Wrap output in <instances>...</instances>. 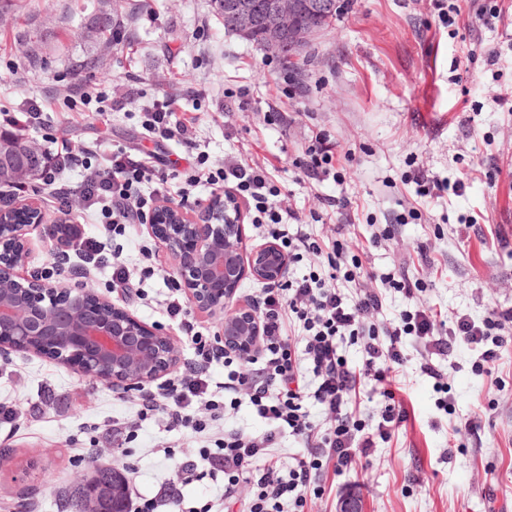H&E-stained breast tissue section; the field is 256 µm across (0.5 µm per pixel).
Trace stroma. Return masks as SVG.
<instances>
[{
  "instance_id": "obj_1",
  "label": "stroma",
  "mask_w": 512,
  "mask_h": 512,
  "mask_svg": "<svg viewBox=\"0 0 512 512\" xmlns=\"http://www.w3.org/2000/svg\"><path fill=\"white\" fill-rule=\"evenodd\" d=\"M136 2L118 17L124 40L97 43L104 69L91 73L79 67L86 48L75 33L100 0H0V110L19 117L30 98L48 103L41 126L22 125L26 140L43 152L96 146L94 165L113 147L135 148L170 170L186 157L184 145L149 136L144 123L154 99L171 94L177 115L193 119L208 167L231 157L267 162L312 236L339 240L374 272L368 285L383 296L380 327L405 309L427 308L448 322L512 308V0H447V20L430 0H344L297 74L226 33L213 0ZM77 81L90 91L82 103L66 97ZM117 94L123 107L112 104ZM272 102L286 121L267 115ZM322 134L337 155L329 176L312 183L296 161ZM422 174L445 191L422 195ZM85 235L133 264L152 252L144 298L113 296L109 267L84 278L170 336L175 368L184 370L190 339L161 307L179 288L172 256L142 224H89ZM406 269L423 287L410 299L379 280ZM423 352L407 342L398 372L407 420L359 458L355 474L328 478L304 512H340L348 500L359 512H512V334L484 367L473 348L433 356L448 385L446 410L420 369ZM139 397L45 357L0 353V401L14 411L0 417V512H12L24 491L34 495L33 512H60V491L92 468L84 448L116 453L113 470L128 474L139 496L161 500L160 512L218 499L222 480L185 485L178 476L205 439L161 415L141 417ZM473 418L478 427H469Z\"/></svg>"
}]
</instances>
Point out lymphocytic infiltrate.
<instances>
[{
  "label": "lymphocytic infiltrate",
  "mask_w": 512,
  "mask_h": 512,
  "mask_svg": "<svg viewBox=\"0 0 512 512\" xmlns=\"http://www.w3.org/2000/svg\"><path fill=\"white\" fill-rule=\"evenodd\" d=\"M174 103L169 95L156 100L148 112L147 130L157 139L190 142L192 122L176 118ZM62 169L81 170L77 186L56 185L54 175ZM182 178L181 204H197L191 189L207 183L211 192L244 206L245 218L256 231L271 235L293 257L317 250L301 216L273 186L267 165L245 159L225 162L214 170L196 165L184 171ZM43 179L51 187L54 210L64 217L55 261L61 272L75 257L85 271L104 260L96 243L83 237L77 222L72 221L74 207L99 215L105 224H143L150 211L170 196L169 174L149 168L134 149L113 150L111 161L98 169L87 164L85 154L69 149L48 152L44 155ZM340 257L336 250L327 253L328 274L312 272L284 285L262 288L253 300L259 321L258 340L253 351L245 355L204 336L184 297L172 296L164 303L168 319L190 336L197 359L190 373L167 380L161 394L143 395L142 413L157 411L163 400L168 406L170 427L196 434L209 431V420L219 416L220 405L210 397L208 371L213 362L220 360L224 363V394L230 406L249 404L268 425L267 432L260 436L219 434L213 447L204 449L212 468L224 475V506L235 504L240 486L249 484L255 493L248 512H284V500L300 507L307 497L318 495L325 472L353 473L357 456L368 453L376 439L386 438L407 418L394 376L405 360L406 337L423 341L429 357L420 369L438 380L442 373L432 363V355L463 345L480 349L482 361L490 363L498 357L504 330H512L511 309L492 310L479 323L459 314L445 329L431 311L422 308L401 312L399 322L383 337H376L374 320L383 309L382 296L375 289L362 288L353 298H346L335 285L341 270ZM345 337L362 343L361 368L349 367L340 355L339 342ZM365 379L379 384L385 400L373 432L367 431L350 411L352 395ZM311 402L324 412V430H315L309 420L307 405ZM283 431L311 450L309 456L295 459L284 472L271 452L277 433Z\"/></svg>",
  "instance_id": "obj_1"
}]
</instances>
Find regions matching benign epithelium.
<instances>
[{"label":"benign epithelium","instance_id":"1","mask_svg":"<svg viewBox=\"0 0 512 512\" xmlns=\"http://www.w3.org/2000/svg\"><path fill=\"white\" fill-rule=\"evenodd\" d=\"M339 9V0H224L238 32L258 27L267 47L286 49L296 59L322 32V19ZM30 225L50 235L55 231L32 203L0 212V352H33L127 391L169 372L177 353L169 336L96 297L84 282L51 285L18 274ZM146 227L175 259L191 302L221 316L224 346L252 351L257 314L239 303L237 290L248 277L280 281L288 266L284 250L274 242L246 250L241 216L221 196L193 208L161 204Z\"/></svg>","mask_w":512,"mask_h":512}]
</instances>
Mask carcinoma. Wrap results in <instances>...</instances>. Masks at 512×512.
Segmentation results:
<instances>
[{
	"mask_svg": "<svg viewBox=\"0 0 512 512\" xmlns=\"http://www.w3.org/2000/svg\"><path fill=\"white\" fill-rule=\"evenodd\" d=\"M123 7V0H105L89 17L84 30L77 34V38L88 45L84 59L86 70L95 71L100 67L101 58L93 44L112 33L118 12ZM0 139L10 141L18 148L10 161L26 164L33 174L40 175L41 156L25 152L27 140L10 132H1ZM127 484V477L108 466H99L84 474L72 491L62 495V512H128Z\"/></svg>",
	"mask_w": 512,
	"mask_h": 512,
	"instance_id": "1",
	"label": "carcinoma"
}]
</instances>
